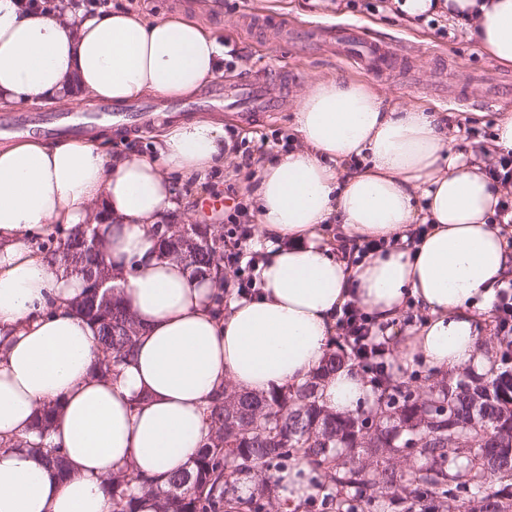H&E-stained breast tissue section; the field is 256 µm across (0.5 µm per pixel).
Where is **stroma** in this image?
Here are the masks:
<instances>
[{"instance_id":"stroma-1","label":"stroma","mask_w":512,"mask_h":512,"mask_svg":"<svg viewBox=\"0 0 512 512\" xmlns=\"http://www.w3.org/2000/svg\"><path fill=\"white\" fill-rule=\"evenodd\" d=\"M111 6L150 18L184 16L235 48L236 56L226 58L222 75L205 85L204 93L214 92L228 77L261 76L270 81L274 94L289 101L284 110L256 115L249 122L233 119L218 101L197 110V117L223 122L233 157L207 173L201 191L193 196V224L223 223L225 210L249 201L260 167L284 148L299 145L293 105L313 82L340 76L373 86L388 106L414 105L447 113L448 135L465 151L489 144L498 110L485 105V91L512 78V66L482 54L466 31L452 25L447 35H440L436 27L399 17L389 0H377L371 10L361 0H222L218 9L210 0H195L190 6L181 0H111ZM248 10L293 22L357 25L373 39L400 45L404 57L387 74L375 75L328 51L303 52L291 46L281 30L242 27ZM246 149L252 153L248 167L241 164Z\"/></svg>"}]
</instances>
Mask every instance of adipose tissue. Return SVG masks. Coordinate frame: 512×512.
I'll return each mask as SVG.
<instances>
[{
	"instance_id": "ef3b65f1",
	"label": "adipose tissue",
	"mask_w": 512,
	"mask_h": 512,
	"mask_svg": "<svg viewBox=\"0 0 512 512\" xmlns=\"http://www.w3.org/2000/svg\"><path fill=\"white\" fill-rule=\"evenodd\" d=\"M450 2L481 52L512 66V0ZM223 58V45L181 16L89 12L75 0L41 14L0 0V109L186 96ZM293 122L300 147L261 167L251 198L265 243L261 290L230 296L221 315L214 280L160 257L150 227L187 211L181 185H201L230 156L223 124H167L150 158L104 141L0 146V512H112V475L165 483L197 454L217 393L307 379L349 302L389 325L408 303L424 311L395 348L400 362L488 370L482 340L512 278V240L492 221L504 187L488 159L512 151V113H498L481 153L465 154L439 113L386 109L368 84L336 77L299 95ZM100 222L112 227L107 260L139 327L132 361L103 379L99 333L72 309L81 276L29 241L37 229ZM417 224L428 230L408 243ZM372 239L393 246L359 256ZM319 395L328 411L353 413L372 389L347 367ZM47 405L63 479L14 445Z\"/></svg>"
}]
</instances>
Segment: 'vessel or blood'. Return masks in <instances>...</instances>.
Segmentation results:
<instances>
[{
  "instance_id": "b4317fda",
  "label": "vessel or blood",
  "mask_w": 512,
  "mask_h": 512,
  "mask_svg": "<svg viewBox=\"0 0 512 512\" xmlns=\"http://www.w3.org/2000/svg\"><path fill=\"white\" fill-rule=\"evenodd\" d=\"M295 43L305 50L329 48L337 56L357 60L363 69L373 71L387 68L398 52L397 45L366 39L358 29L337 27L331 24H301L293 28ZM283 105L280 97L274 96L267 83L251 79L228 80L224 83V109L246 119L255 112H275ZM91 115L79 118L58 117L18 118L9 122L14 131H39L48 135L59 132L79 134L89 123Z\"/></svg>"
}]
</instances>
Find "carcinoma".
<instances>
[{
    "label": "carcinoma",
    "instance_id": "obj_1",
    "mask_svg": "<svg viewBox=\"0 0 512 512\" xmlns=\"http://www.w3.org/2000/svg\"><path fill=\"white\" fill-rule=\"evenodd\" d=\"M159 255L177 260L194 277L220 269L224 228L194 224L191 240L159 224L151 227ZM112 225L83 224L62 230L47 249L86 280L75 312L98 326L103 359L100 375L133 356L139 329L122 305L118 289L106 295L92 287L117 279L107 262ZM99 238L100 250L87 241ZM484 374L466 371L457 379L417 370L399 380L345 346L330 351L305 381L257 395L232 387L207 408L209 432L196 457L167 486L114 475L108 481L112 512H139L138 493L154 499L155 512H272L277 504L269 472L299 457L320 473L316 494L330 512H512V337L496 334ZM359 365L373 377L376 408L332 413L319 401L325 379ZM53 407L40 410L35 435L8 442L44 459L63 478L68 469L60 449L44 442ZM250 495H238L243 481Z\"/></svg>",
    "mask_w": 512,
    "mask_h": 512
}]
</instances>
